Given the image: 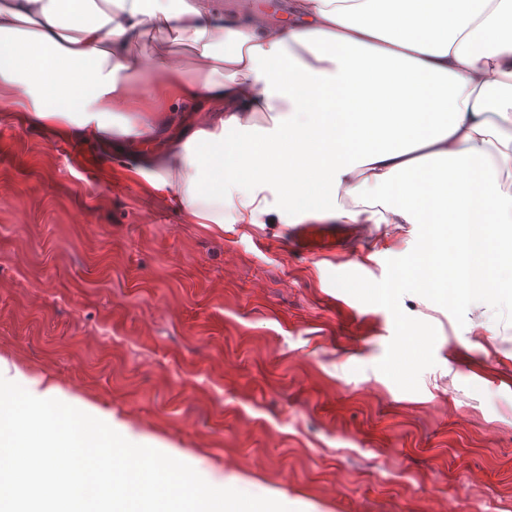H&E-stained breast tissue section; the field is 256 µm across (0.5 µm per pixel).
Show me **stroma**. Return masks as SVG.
Returning <instances> with one entry per match:
<instances>
[{"instance_id": "1", "label": "stroma", "mask_w": 512, "mask_h": 512, "mask_svg": "<svg viewBox=\"0 0 512 512\" xmlns=\"http://www.w3.org/2000/svg\"><path fill=\"white\" fill-rule=\"evenodd\" d=\"M126 162L0 122V357L293 512H512V305L379 303L416 226L307 254Z\"/></svg>"}]
</instances>
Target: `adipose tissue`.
<instances>
[{
	"mask_svg": "<svg viewBox=\"0 0 512 512\" xmlns=\"http://www.w3.org/2000/svg\"><path fill=\"white\" fill-rule=\"evenodd\" d=\"M0 0V121L127 154L191 223L417 224L392 280L512 287V0ZM175 93L186 102L173 111Z\"/></svg>",
	"mask_w": 512,
	"mask_h": 512,
	"instance_id": "adipose-tissue-1",
	"label": "adipose tissue"
}]
</instances>
